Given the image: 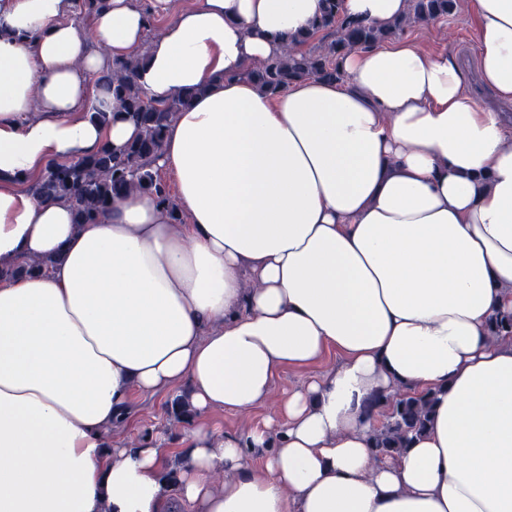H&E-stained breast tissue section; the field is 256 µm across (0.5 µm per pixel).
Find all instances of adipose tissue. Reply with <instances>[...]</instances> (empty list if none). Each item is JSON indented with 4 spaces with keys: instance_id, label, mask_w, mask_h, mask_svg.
<instances>
[{
    "instance_id": "adipose-tissue-1",
    "label": "adipose tissue",
    "mask_w": 512,
    "mask_h": 512,
    "mask_svg": "<svg viewBox=\"0 0 512 512\" xmlns=\"http://www.w3.org/2000/svg\"><path fill=\"white\" fill-rule=\"evenodd\" d=\"M171 2L109 0L84 28L72 0H0V264L53 261L0 281V512H512V340L487 328L512 313L497 114L452 55L401 38L268 92L247 68L321 0ZM474 14L481 77L512 100V0ZM135 56L149 97L195 93L156 161L187 221L131 193L75 223L28 185L138 135L89 118L96 77ZM332 351L246 437L201 424ZM179 383L199 422L177 469L150 441L110 447L131 393ZM393 385L437 403L378 461L365 410Z\"/></svg>"
}]
</instances>
